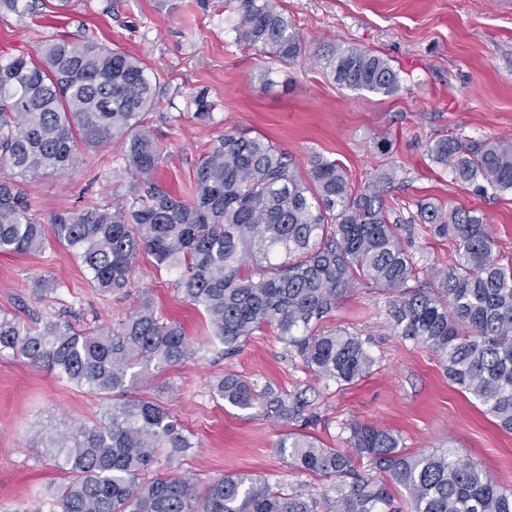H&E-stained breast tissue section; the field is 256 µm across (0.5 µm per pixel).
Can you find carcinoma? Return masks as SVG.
Returning a JSON list of instances; mask_svg holds the SVG:
<instances>
[{"instance_id":"carcinoma-1","label":"carcinoma","mask_w":512,"mask_h":512,"mask_svg":"<svg viewBox=\"0 0 512 512\" xmlns=\"http://www.w3.org/2000/svg\"><path fill=\"white\" fill-rule=\"evenodd\" d=\"M231 31L236 43L282 66L304 52L275 0H239ZM322 59L344 88L386 95L399 88L398 72L370 50L333 43ZM159 94L141 59L94 43L60 40L35 58L0 64L1 254L58 244L81 260L99 294L127 295L145 252L176 273L177 291L203 311L208 341L224 357L270 329L317 380L340 388L368 376L376 358L359 336L323 323L366 286L392 297L394 333L437 353L451 384L512 433V266L493 258L484 213L416 203L430 234L456 245L453 262L427 285L403 244L401 220L388 215L394 169L354 194L334 160L315 154L301 173L267 138L226 132L198 162L192 198L177 197L154 180L164 147L146 115ZM192 102L193 120L214 122L206 90ZM112 141L122 145L130 176L123 201L42 224L19 180L69 170L80 149ZM427 153L478 192H512L511 138L441 137ZM4 351L104 402L94 421L45 441L67 477L46 491L52 512H512V490L459 452H407L392 431L359 422L343 425L344 448L298 432L277 442L294 469L331 481L318 494H288L250 473L198 487L170 472L196 443L169 407L139 387L151 370L182 364L196 350L147 297L117 325L85 330L61 315L33 325L1 313ZM210 393L285 425L317 420L304 390L260 388L230 372ZM363 462L366 472L358 469Z\"/></svg>"}]
</instances>
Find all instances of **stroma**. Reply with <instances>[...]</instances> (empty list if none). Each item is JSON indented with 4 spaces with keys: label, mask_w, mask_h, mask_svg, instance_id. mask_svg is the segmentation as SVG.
Returning a JSON list of instances; mask_svg holds the SVG:
<instances>
[{
    "label": "stroma",
    "mask_w": 512,
    "mask_h": 512,
    "mask_svg": "<svg viewBox=\"0 0 512 512\" xmlns=\"http://www.w3.org/2000/svg\"><path fill=\"white\" fill-rule=\"evenodd\" d=\"M300 31L305 54L274 65L273 85L261 77L254 50L234 41L230 21L237 0H19L0 11V64L37 56L59 39L93 42L140 58L163 95L147 121L166 150L157 182L174 195H191L198 161L224 132L263 135L287 152L299 170L313 154L336 160L352 191L393 167L398 179L388 205L412 225L404 244L425 267H448L451 241L431 237L415 222L416 204L431 201L478 209L492 225L494 258L512 264V193L484 195L459 183L426 154L430 141L466 135L512 136V0H278ZM374 51L400 72L389 95L338 86L320 60L328 43ZM207 89L215 122L191 120L192 95ZM386 140L387 151L376 147ZM118 143L82 150L69 171L26 177L20 184L34 214L114 201L127 181ZM56 280L47 297L33 293L37 278ZM129 296H101L83 264L62 246L22 256L0 255V311L38 322L70 307L76 328L112 325L148 297L163 319L179 323L194 345L206 340L202 311L175 290V276L140 255ZM389 296L360 288L340 304L327 326L366 339L377 362L371 374L339 391L304 370L272 333H255L224 360L206 354L154 373L145 387L167 404L196 443L179 472L205 483L238 472L279 484L285 492L316 491L320 477L294 470L275 443L284 428L258 410L240 411L213 398L209 387L233 372L283 391L313 386L319 420L311 433L327 448L343 445L342 424L359 421L392 430L412 452L453 448L512 488V434L460 393L437 354L394 335ZM102 402L45 371L0 355V505L30 502L64 476L40 437L64 433L99 414Z\"/></svg>",
    "instance_id": "obj_1"
}]
</instances>
